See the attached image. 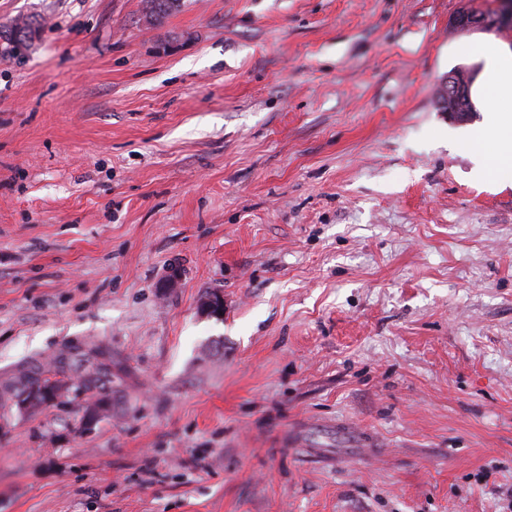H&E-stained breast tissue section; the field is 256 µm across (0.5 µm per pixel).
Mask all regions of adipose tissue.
<instances>
[{"mask_svg": "<svg viewBox=\"0 0 512 512\" xmlns=\"http://www.w3.org/2000/svg\"><path fill=\"white\" fill-rule=\"evenodd\" d=\"M488 75L477 89L485 102V127L470 139L473 147H489V171L498 173L502 164H512V103L504 101L507 84L505 78L512 74V49L498 45L480 50ZM493 131L494 139H487L486 131Z\"/></svg>", "mask_w": 512, "mask_h": 512, "instance_id": "obj_1", "label": "adipose tissue"}]
</instances>
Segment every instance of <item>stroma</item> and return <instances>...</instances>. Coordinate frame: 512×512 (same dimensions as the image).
<instances>
[{
    "mask_svg": "<svg viewBox=\"0 0 512 512\" xmlns=\"http://www.w3.org/2000/svg\"><path fill=\"white\" fill-rule=\"evenodd\" d=\"M460 7L0 0V384L69 380L0 396V512H504L512 178L436 96L512 29ZM462 7L454 18L456 27L464 30H492L509 22L505 9H483L478 0H462ZM40 27L41 23L33 17L19 18L14 26L6 32V34L1 32L0 38L1 41L5 40L6 46L9 50H16L19 49V46L30 41L34 35L36 38ZM65 373V362L63 359L59 360V365L55 370H43L39 366L33 367L22 373L18 380L8 387L7 390H13L15 396L18 398L20 393H25L28 389H40L50 384V390L47 393V400L53 401L61 397L63 390L59 387L62 386L63 380L57 376ZM59 384V386L57 385Z\"/></svg>",
    "mask_w": 512,
    "mask_h": 512,
    "instance_id": "obj_1",
    "label": "stroma"
}]
</instances>
